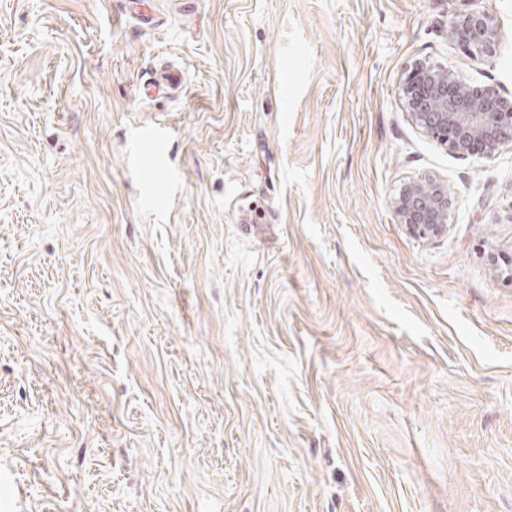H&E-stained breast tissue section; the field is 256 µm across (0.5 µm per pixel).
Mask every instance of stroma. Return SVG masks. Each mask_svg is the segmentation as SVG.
Returning a JSON list of instances; mask_svg holds the SVG:
<instances>
[{"label": "stroma", "instance_id": "1", "mask_svg": "<svg viewBox=\"0 0 512 512\" xmlns=\"http://www.w3.org/2000/svg\"><path fill=\"white\" fill-rule=\"evenodd\" d=\"M420 64L512 95V0H0V512H512V151ZM502 38V30L495 19L482 11L463 15L448 26V39L461 43L477 60L493 58ZM182 84V73L175 66L161 68L154 77L153 84L146 89L152 94L160 93L165 89H178ZM402 96L412 122L450 153L493 158L512 150V96L443 68L417 66ZM392 207L399 223L420 237H437L447 232L452 200L448 186L436 179H419L404 184Z\"/></svg>", "mask_w": 512, "mask_h": 512}]
</instances>
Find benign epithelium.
<instances>
[{
	"label": "benign epithelium",
	"mask_w": 512,
	"mask_h": 512,
	"mask_svg": "<svg viewBox=\"0 0 512 512\" xmlns=\"http://www.w3.org/2000/svg\"><path fill=\"white\" fill-rule=\"evenodd\" d=\"M503 38L495 19L474 11L450 22L448 39L462 44L475 59L493 58ZM402 96L412 122L449 152H477L493 158L512 150V96L460 73L420 65L407 77ZM392 207L412 234L437 237L447 232L452 200L448 186L435 179L404 184Z\"/></svg>",
	"instance_id": "benign-epithelium-1"
}]
</instances>
